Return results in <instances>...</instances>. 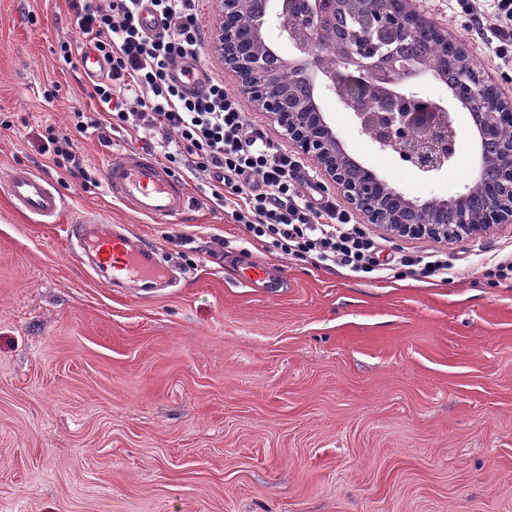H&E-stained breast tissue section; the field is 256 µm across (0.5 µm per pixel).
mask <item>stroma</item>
<instances>
[{
  "instance_id": "stroma-1",
  "label": "stroma",
  "mask_w": 512,
  "mask_h": 512,
  "mask_svg": "<svg viewBox=\"0 0 512 512\" xmlns=\"http://www.w3.org/2000/svg\"><path fill=\"white\" fill-rule=\"evenodd\" d=\"M420 11L494 72L446 0ZM77 36L67 0H0V178L40 170L69 213L124 225L184 277L114 290L58 225L0 195V512H512V280L482 271L512 224L386 237L389 252L446 253L440 282L283 256L192 180L179 222L134 214L104 183L108 154L135 147L125 131L76 136L87 182L42 150L47 127L98 110L58 55ZM320 103L348 153L405 194L473 185L478 151L451 96L466 162L430 175L374 149L334 93ZM230 251L284 269V286L240 283Z\"/></svg>"
}]
</instances>
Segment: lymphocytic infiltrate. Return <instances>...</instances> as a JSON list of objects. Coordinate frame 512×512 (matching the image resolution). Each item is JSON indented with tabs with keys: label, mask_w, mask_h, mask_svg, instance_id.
<instances>
[{
	"label": "lymphocytic infiltrate",
	"mask_w": 512,
	"mask_h": 512,
	"mask_svg": "<svg viewBox=\"0 0 512 512\" xmlns=\"http://www.w3.org/2000/svg\"><path fill=\"white\" fill-rule=\"evenodd\" d=\"M157 29L139 22L140 0H68L81 34L106 62L105 78L89 92L99 118L76 110L74 134L95 131L107 140L120 127L148 141L166 168L199 179V189L228 209L253 240L295 259L310 258L358 275L406 269L428 280H447L443 255L401 253L380 262L383 245L347 209L324 197L302 174L301 157L282 151L250 126L223 81L196 93L171 81L180 59H200L206 41L201 0H150ZM448 10L489 46L501 72L512 70V0H448Z\"/></svg>",
	"instance_id": "1"
}]
</instances>
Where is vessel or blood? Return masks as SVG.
Wrapping results in <instances>:
<instances>
[{"label":"vessel or blood","instance_id":"vessel-or-blood-1","mask_svg":"<svg viewBox=\"0 0 512 512\" xmlns=\"http://www.w3.org/2000/svg\"><path fill=\"white\" fill-rule=\"evenodd\" d=\"M172 76L194 91L208 83L211 73L204 63L188 60L176 66ZM105 184L115 200L142 216L174 221L190 206L184 184L142 151H111L105 165ZM0 193L20 213L38 220L60 218L65 210L59 193L34 168H13L0 183ZM91 224V219L72 217L65 226L66 239L68 244L80 246L100 273L110 274L117 284L136 283L147 292L168 287L170 273L147 245L132 241L119 224L111 226L104 237L92 238ZM242 279L249 285L276 289L283 287L286 277L272 275L268 267L249 262L242 269Z\"/></svg>","mask_w":512,"mask_h":512}]
</instances>
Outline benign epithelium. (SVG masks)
<instances>
[{
	"instance_id": "benign-epithelium-1",
	"label": "benign epithelium",
	"mask_w": 512,
	"mask_h": 512,
	"mask_svg": "<svg viewBox=\"0 0 512 512\" xmlns=\"http://www.w3.org/2000/svg\"><path fill=\"white\" fill-rule=\"evenodd\" d=\"M317 2L280 0L279 14L289 19L281 32L296 50V59L291 64L302 67L307 75L333 90L379 150L398 155L421 173H437L449 167L457 152V131L450 115L437 103L424 108L418 104L414 93L377 85L368 77L379 59L395 58L394 45L407 37L422 19V14L411 7L412 0H404V9L399 14L380 8V0H334V8L345 18L351 32L362 36L367 43L363 53L366 64L349 68L336 65L319 49ZM212 41L224 65L237 74L240 91L258 111L288 132L292 144L336 186L364 223H375L370 204L390 191L397 195L399 204L382 227L398 237L446 238L452 233L462 238L477 236L492 224L512 223V137L501 134L504 127L512 125V99L502 95L485 71L475 69L460 80L454 98L469 112L471 103H478L480 111L474 113V120L480 136L496 141V153L483 159V164L495 171L496 189L480 215L473 216L466 210L468 197L463 196L442 201L443 209L448 211V223L411 224L406 215L425 211L430 203L415 201L383 180L351 179L343 165L347 152L324 113L286 111L284 99L266 78L262 56L247 61L238 59L225 42L224 29L219 26L213 31ZM373 88L380 90L378 105L368 112L363 100ZM315 117L320 119L323 131L316 137L302 139L303 128Z\"/></svg>"
}]
</instances>
